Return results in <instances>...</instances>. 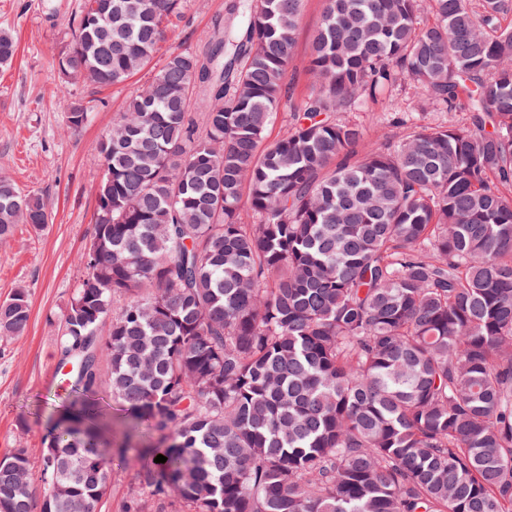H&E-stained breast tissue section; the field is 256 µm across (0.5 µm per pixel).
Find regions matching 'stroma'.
Segmentation results:
<instances>
[{
    "instance_id": "stroma-1",
    "label": "stroma",
    "mask_w": 512,
    "mask_h": 512,
    "mask_svg": "<svg viewBox=\"0 0 512 512\" xmlns=\"http://www.w3.org/2000/svg\"><path fill=\"white\" fill-rule=\"evenodd\" d=\"M81 3L0 0V30L11 33L17 43L12 64L0 68V176L9 177L22 193L39 194L53 219L42 230L16 225L12 236L0 242V300L23 287L31 309L24 335L0 338V456L25 448L38 457L51 421L68 396L60 365L58 316L79 283L77 259L94 225L101 176L97 143L126 100L150 77L145 70L107 89L76 84L68 94L60 93L53 51ZM325 6V0L304 2L286 75L293 99L278 110L268 140L283 135L298 104L314 90L305 68ZM224 15L225 0H183L179 14L168 24L155 64H162L173 51L201 49L215 20ZM87 102L93 105L87 123L70 128L69 105ZM348 117L363 127L367 143L381 145L397 143L410 126L461 123L467 114L442 111L405 86L379 105L351 111ZM122 434L121 426H114L112 489L99 512H123L126 500L138 491L135 476L142 457L120 451Z\"/></svg>"
}]
</instances>
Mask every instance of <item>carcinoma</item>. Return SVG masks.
I'll use <instances>...</instances> for the list:
<instances>
[{"label": "carcinoma", "instance_id": "1", "mask_svg": "<svg viewBox=\"0 0 512 512\" xmlns=\"http://www.w3.org/2000/svg\"><path fill=\"white\" fill-rule=\"evenodd\" d=\"M303 4L228 0L234 23L171 52L99 140L59 316L73 399L38 464L0 459L7 512H97L100 391L166 457L125 512H512V0H327L317 91L267 144ZM181 5L82 0L60 84L148 69ZM407 81L469 121L366 143L345 113ZM50 220L0 177V241ZM29 319L16 288L0 336Z\"/></svg>", "mask_w": 512, "mask_h": 512}]
</instances>
